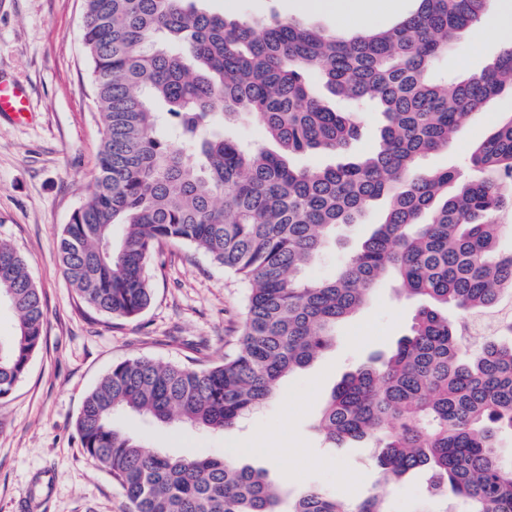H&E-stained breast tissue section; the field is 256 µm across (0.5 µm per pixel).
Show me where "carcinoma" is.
I'll return each instance as SVG.
<instances>
[{"label":"carcinoma","mask_w":512,"mask_h":512,"mask_svg":"<svg viewBox=\"0 0 512 512\" xmlns=\"http://www.w3.org/2000/svg\"><path fill=\"white\" fill-rule=\"evenodd\" d=\"M200 0H84L82 42L103 123L92 190L64 225L63 275L94 311L135 319L152 301L147 266L163 242L191 245L234 273L247 295L235 353L203 368L129 358L85 397L75 428L84 454L107 469L129 512H387L388 489L420 474L431 497L465 512H512V117L483 139L468 172L428 171L420 160L451 144L461 123L512 92V43L478 74L432 77L453 37L481 22L487 0H417L382 30L341 38L276 15L212 13ZM373 105L376 150L348 155L361 136L311 86ZM165 107L171 138L156 134ZM241 118L276 149L224 136ZM309 152L334 156L301 167ZM382 220L327 279L302 276L361 224ZM124 226L119 240L113 227ZM390 278L425 297L409 334L334 387L316 428L330 448L377 449L376 491L351 502L311 487L281 509L266 473L224 457H172L116 428L125 409L163 423L220 432L260 408L287 376L311 364ZM16 315L0 341V398L27 373L45 340L39 289L24 257L0 241V299ZM455 306L461 317L445 315Z\"/></svg>","instance_id":"carcinoma-1"}]
</instances>
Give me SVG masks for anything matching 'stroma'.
Masks as SVG:
<instances>
[{"mask_svg":"<svg viewBox=\"0 0 512 512\" xmlns=\"http://www.w3.org/2000/svg\"><path fill=\"white\" fill-rule=\"evenodd\" d=\"M228 17L271 13L323 29L327 11L304 0H205ZM82 0H0V76L30 90L36 117L15 124L0 118V239L27 261L45 307L46 340L25 377L0 398V512H127L126 499L105 469L78 445L75 421L86 394L118 362L147 357L205 366L231 354L246 290L203 251L167 245L150 264L153 298L136 319H112L88 308L64 278L57 241L91 190L102 143L98 109L87 84L81 42ZM489 0L482 22L451 42L438 65L443 75L480 72L503 41ZM512 116V94L493 97L467 117L452 146L426 156L425 169L464 167L472 148ZM381 208L364 223L340 228L338 242L304 275L333 276L339 261L372 230ZM417 302L385 281L368 303L336 328L332 346L286 378L277 394L241 423L221 432L165 424L120 412L117 426L170 455L195 453L264 468L290 494L318 487L346 499L372 492L380 478L372 449L324 447L313 425L332 388L375 353L406 335ZM388 512H462L456 501L427 497L421 482L395 485Z\"/></svg>","mask_w":512,"mask_h":512,"instance_id":"obj_1","label":"stroma"}]
</instances>
